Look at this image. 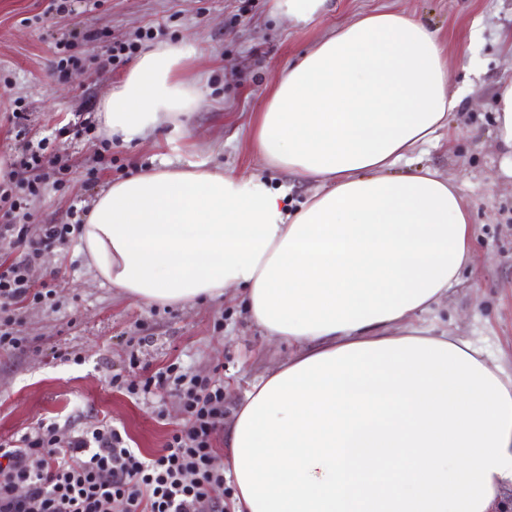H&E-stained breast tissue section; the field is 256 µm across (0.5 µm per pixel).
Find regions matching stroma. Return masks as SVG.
Returning <instances> with one entry per match:
<instances>
[{
  "label": "stroma",
  "instance_id": "stroma-1",
  "mask_svg": "<svg viewBox=\"0 0 512 512\" xmlns=\"http://www.w3.org/2000/svg\"><path fill=\"white\" fill-rule=\"evenodd\" d=\"M0 0V178L28 181L21 147L45 145V158L74 161L61 187L30 204L27 236L48 224L84 220L106 181L173 162L208 161L242 175L264 172L248 125L267 100L273 74L355 14L405 11L438 31L448 56L451 88H467L448 138L425 162L453 181L475 226L474 265L437 307L440 328L461 337L512 371V177L500 167L494 141L499 81L512 79V0H330L305 27L291 26L272 0ZM107 31L112 38L154 43L188 41L199 54L192 73L210 89L183 134L163 128L147 141L88 139L80 126L96 119L113 83L131 61L94 70H59L56 44L74 31ZM152 38H144V31ZM71 133L60 134L63 125ZM104 163L88 173L85 160ZM75 239L48 248L44 267L57 271L52 305L15 306L21 351L0 353V441L39 422L79 427L104 420L125 431L130 447L162 453L185 415L174 393L133 399L113 387L119 374L144 380L171 363L224 383V415L232 417L254 378L288 356L249 324L239 298L185 307L149 306L100 284L75 250Z\"/></svg>",
  "mask_w": 512,
  "mask_h": 512
}]
</instances>
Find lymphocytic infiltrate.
<instances>
[{
	"label": "lymphocytic infiltrate",
	"instance_id": "lymphocytic-infiltrate-1",
	"mask_svg": "<svg viewBox=\"0 0 512 512\" xmlns=\"http://www.w3.org/2000/svg\"><path fill=\"white\" fill-rule=\"evenodd\" d=\"M21 166L32 177L20 191L0 186V240L26 244L21 261L0 267V351L19 350L23 339L8 311L15 304L49 301L54 290L35 272L46 249L66 241L71 224H50L41 240L26 238L30 198L51 175L65 176L68 163L47 172L43 157L22 151ZM129 394L174 392L185 419L163 454L148 458L128 446L120 430L98 421L59 436L58 423H41L18 439L0 442V512H224V470L216 466L214 441L224 426V388L216 381L183 373L177 364L129 383Z\"/></svg>",
	"mask_w": 512,
	"mask_h": 512
}]
</instances>
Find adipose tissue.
<instances>
[{"mask_svg":"<svg viewBox=\"0 0 512 512\" xmlns=\"http://www.w3.org/2000/svg\"><path fill=\"white\" fill-rule=\"evenodd\" d=\"M194 54L143 53L103 102L104 135L184 130L204 95ZM462 101L437 31L360 14L289 63L250 122L266 165L318 191L299 203L259 173L163 162L110 182L81 225L100 282L162 307L238 289L250 323L290 346L224 433L236 512H498L512 374L432 320L475 229L456 186L416 159ZM494 121L512 175V80Z\"/></svg>","mask_w":512,"mask_h":512,"instance_id":"1","label":"adipose tissue"}]
</instances>
